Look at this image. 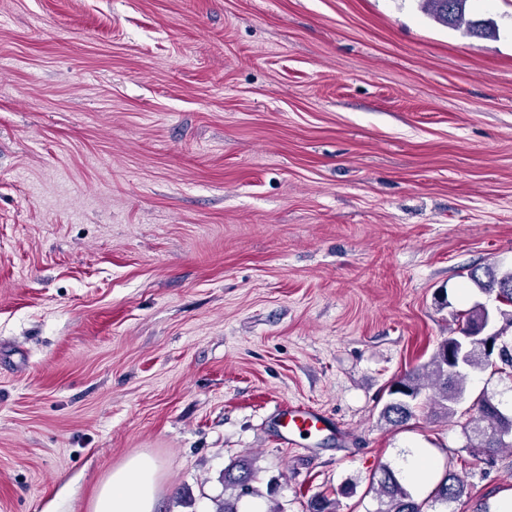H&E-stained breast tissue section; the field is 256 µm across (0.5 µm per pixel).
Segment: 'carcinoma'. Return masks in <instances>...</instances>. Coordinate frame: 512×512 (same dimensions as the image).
<instances>
[{
	"mask_svg": "<svg viewBox=\"0 0 512 512\" xmlns=\"http://www.w3.org/2000/svg\"><path fill=\"white\" fill-rule=\"evenodd\" d=\"M468 0H422L425 11L438 23L458 26L465 21ZM470 281L498 305L495 312L478 304L462 315L463 334L471 328L501 321L496 332L495 349L488 353L480 346L459 349L460 337L441 341L429 360L394 379L388 387L387 399L379 411V421L390 428H401L419 419L426 408L436 420L462 419L460 426L466 438L464 451L485 465L497 462L498 453L512 449V412L501 407L495 396L486 391L477 395L467 407L466 384L472 372H487L490 377H512V343L503 335L512 328V271L499 272L493 266L476 267L468 273ZM256 470L252 459L245 457L224 468V499L215 512H239L238 502L254 492ZM467 483L454 467L446 468L427 499L417 500L403 482L400 471L382 464L372 477V490L377 499L376 512H450V506L461 501Z\"/></svg>",
	"mask_w": 512,
	"mask_h": 512,
	"instance_id": "cac0c4a2",
	"label": "carcinoma"
}]
</instances>
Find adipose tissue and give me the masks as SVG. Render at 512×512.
<instances>
[{"label":"adipose tissue","instance_id":"1","mask_svg":"<svg viewBox=\"0 0 512 512\" xmlns=\"http://www.w3.org/2000/svg\"><path fill=\"white\" fill-rule=\"evenodd\" d=\"M159 465L152 457L133 456L95 486L92 512H155Z\"/></svg>","mask_w":512,"mask_h":512}]
</instances>
